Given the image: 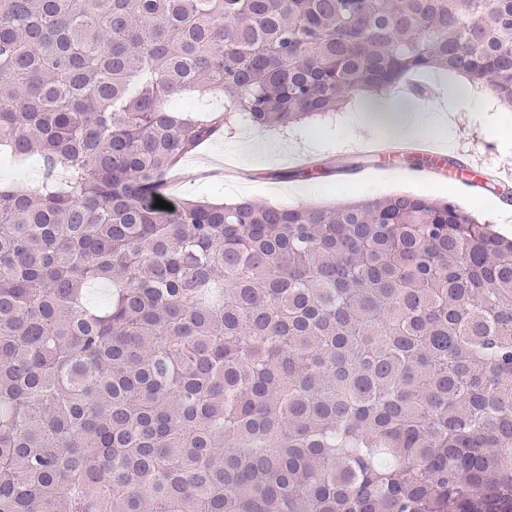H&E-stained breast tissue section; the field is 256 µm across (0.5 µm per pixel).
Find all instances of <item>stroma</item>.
Wrapping results in <instances>:
<instances>
[{
    "instance_id": "1",
    "label": "stroma",
    "mask_w": 512,
    "mask_h": 512,
    "mask_svg": "<svg viewBox=\"0 0 512 512\" xmlns=\"http://www.w3.org/2000/svg\"><path fill=\"white\" fill-rule=\"evenodd\" d=\"M420 82L431 91L434 104H451L455 112L454 126L441 133L452 161L438 175H417L422 159L415 153L380 156L369 152L367 142L383 140L390 117L375 111L365 126L349 127L347 110H366L365 104L352 99L346 109L330 117L285 132L238 125L181 161L170 195L283 205L330 204L400 193L449 198L497 234L512 237V212L500 209L504 196L495 187L480 182L466 195L454 189L455 178H470L475 164L512 176V110L502 106L488 88L471 96L461 90L456 76L444 71L427 74ZM303 163L324 172L318 198L310 197L309 181L293 174Z\"/></svg>"
}]
</instances>
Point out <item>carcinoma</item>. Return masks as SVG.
<instances>
[{
	"instance_id": "carcinoma-1",
	"label": "carcinoma",
	"mask_w": 512,
	"mask_h": 512,
	"mask_svg": "<svg viewBox=\"0 0 512 512\" xmlns=\"http://www.w3.org/2000/svg\"><path fill=\"white\" fill-rule=\"evenodd\" d=\"M446 71L512 0H0V512H512V240L450 199L155 206L239 120ZM0 185L37 191L41 186L40 170L32 163L21 164L9 154L0 152Z\"/></svg>"
}]
</instances>
